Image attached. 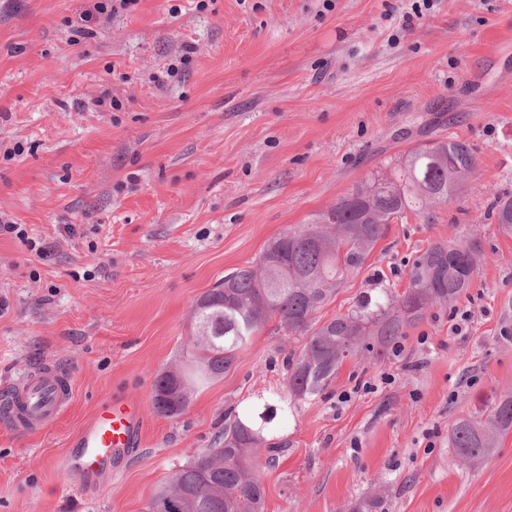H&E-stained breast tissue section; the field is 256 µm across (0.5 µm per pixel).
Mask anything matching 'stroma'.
<instances>
[{
    "mask_svg": "<svg viewBox=\"0 0 512 512\" xmlns=\"http://www.w3.org/2000/svg\"><path fill=\"white\" fill-rule=\"evenodd\" d=\"M137 0L77 32L94 0H0V385L47 360L73 397L47 429L0 424V512H145L211 447L240 403L286 389L296 337L270 320L224 377L167 418L158 373L180 358L196 301L255 264L389 159L453 138L479 178L437 223L390 225L318 314L346 313L413 256L477 237L487 256L454 309L399 354L344 361L295 402L261 473L264 512H512V432L469 467L451 421L512 393V235L484 214L512 192V0ZM21 146L10 157L4 147ZM135 397L142 432L103 487L52 468L107 397Z\"/></svg>",
    "mask_w": 512,
    "mask_h": 512,
    "instance_id": "obj_1",
    "label": "stroma"
}]
</instances>
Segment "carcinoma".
I'll return each instance as SVG.
<instances>
[{
	"label": "carcinoma",
	"instance_id": "obj_1",
	"mask_svg": "<svg viewBox=\"0 0 512 512\" xmlns=\"http://www.w3.org/2000/svg\"><path fill=\"white\" fill-rule=\"evenodd\" d=\"M478 175L470 146L442 140L417 146L388 162L315 216L308 224L270 240L253 266L224 274L192 312L193 332L183 361L161 371L153 385V410L176 417L178 384L194 392L221 379L268 321L278 319L299 336V350L284 359L288 398L231 410L214 447L177 469L157 491L147 512H264L260 479L284 442H270L292 411L288 399L322 395L351 357L384 358L435 308L469 296L485 261L481 243L467 238L437 242L418 252L400 294L378 282L375 295L360 296L344 315L322 324L315 315L365 266L389 225L411 213L433 224L437 210L461 197ZM488 219L512 233V194L496 193ZM512 430V394L488 402L475 415L455 419L449 443L463 465L486 457L499 435ZM267 447V456L259 449Z\"/></svg>",
	"mask_w": 512,
	"mask_h": 512
}]
</instances>
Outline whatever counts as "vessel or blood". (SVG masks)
Instances as JSON below:
<instances>
[{"mask_svg": "<svg viewBox=\"0 0 512 512\" xmlns=\"http://www.w3.org/2000/svg\"><path fill=\"white\" fill-rule=\"evenodd\" d=\"M72 394L71 374L53 363H43L20 380L0 386V419L17 432L44 430L60 416ZM141 423L137 400L104 399L70 435L65 452L53 460V469L65 481L81 486L111 482L113 458L133 446Z\"/></svg>", "mask_w": 512, "mask_h": 512, "instance_id": "obj_1", "label": "vessel or blood"}]
</instances>
